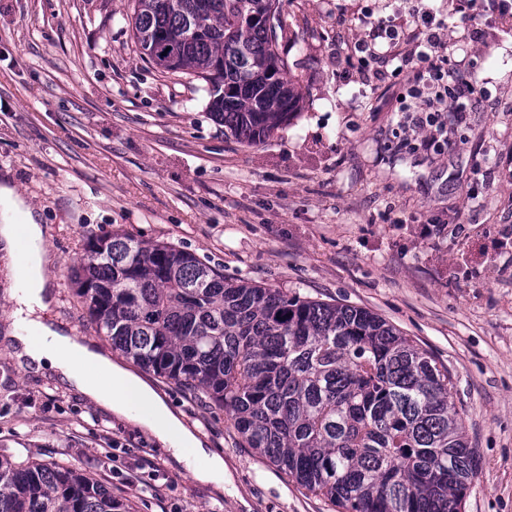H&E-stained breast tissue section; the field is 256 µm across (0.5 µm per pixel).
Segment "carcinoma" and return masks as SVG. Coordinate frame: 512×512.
I'll use <instances>...</instances> for the list:
<instances>
[{
    "label": "carcinoma",
    "instance_id": "carcinoma-1",
    "mask_svg": "<svg viewBox=\"0 0 512 512\" xmlns=\"http://www.w3.org/2000/svg\"><path fill=\"white\" fill-rule=\"evenodd\" d=\"M132 30L143 58L206 83L211 114L244 144L301 108L292 80L269 73L279 0H134ZM71 282L113 348L205 393L247 447L338 512H464L478 467L451 374L379 315L229 282L131 234L89 239ZM0 512L131 506L73 468L0 458Z\"/></svg>",
    "mask_w": 512,
    "mask_h": 512
}]
</instances>
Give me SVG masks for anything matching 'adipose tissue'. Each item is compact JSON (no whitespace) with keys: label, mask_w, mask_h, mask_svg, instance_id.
<instances>
[{"label":"adipose tissue","mask_w":512,"mask_h":512,"mask_svg":"<svg viewBox=\"0 0 512 512\" xmlns=\"http://www.w3.org/2000/svg\"><path fill=\"white\" fill-rule=\"evenodd\" d=\"M25 243L30 249L23 256ZM0 250L24 258L11 289V323L0 336L18 365L35 374L51 369L60 383L167 448L192 479L223 490V456L207 448L147 380L96 342L70 336L44 319L54 302L55 256L34 207L7 177L0 179Z\"/></svg>","instance_id":"1"}]
</instances>
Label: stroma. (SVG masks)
Returning <instances> with one entry per match:
<instances>
[{
    "label": "stroma",
    "instance_id": "1",
    "mask_svg": "<svg viewBox=\"0 0 512 512\" xmlns=\"http://www.w3.org/2000/svg\"><path fill=\"white\" fill-rule=\"evenodd\" d=\"M133 6L0 0V172L48 228L52 319L96 339L71 270L89 238L124 232L229 280L368 309L452 375L480 462L465 512H512V16L477 18L476 40L446 32L476 93L440 150L399 111L412 72L377 81L347 51L365 16L409 26L402 0H280L302 108L249 146L203 81L141 57ZM148 380L223 455V491L1 344L0 456L76 468L133 512H336L244 447L223 409Z\"/></svg>",
    "mask_w": 512,
    "mask_h": 512
}]
</instances>
